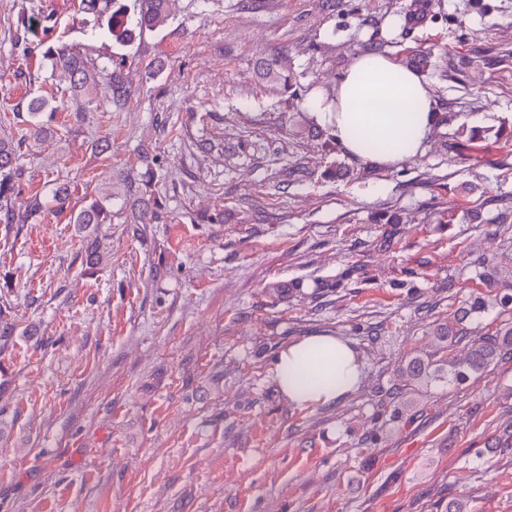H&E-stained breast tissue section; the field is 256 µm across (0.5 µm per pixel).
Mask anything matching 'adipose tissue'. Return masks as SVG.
Listing matches in <instances>:
<instances>
[{"mask_svg":"<svg viewBox=\"0 0 512 512\" xmlns=\"http://www.w3.org/2000/svg\"><path fill=\"white\" fill-rule=\"evenodd\" d=\"M308 107L348 157L385 169L420 154L440 120L419 75L382 52L355 56L332 98L313 97ZM370 141L378 142V150H366ZM273 375L288 402L305 409L350 396L364 379V367L351 342L318 333L282 348Z\"/></svg>","mask_w":512,"mask_h":512,"instance_id":"1","label":"adipose tissue"}]
</instances>
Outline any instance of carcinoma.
<instances>
[{
    "label": "carcinoma",
    "instance_id": "carcinoma-1",
    "mask_svg": "<svg viewBox=\"0 0 512 512\" xmlns=\"http://www.w3.org/2000/svg\"><path fill=\"white\" fill-rule=\"evenodd\" d=\"M138 18L136 27L129 28L123 16L126 5L121 0H112V21L108 23V32L117 44L126 46L135 38V33L153 30L165 25L168 18V0H136ZM44 57L52 66L59 80L69 84V88L79 98L92 101L102 93L113 101H121L130 96V90L121 79L123 58L112 57L101 71L107 72L102 82H97L95 66L87 56L72 46L58 42L49 45L43 51ZM49 109L48 102L33 99L27 106L31 135L39 140L43 129L41 114ZM25 177L24 165L20 161L19 145L12 139L0 136V210H6V223L12 224L15 217L21 221L42 213L47 202L41 198L32 202L26 213L19 216L8 207V201L20 188ZM109 198H93L78 213V224L112 223V207L107 204ZM512 355V325L499 328L490 336H480L470 341L468 355L463 360L450 359L444 363L424 361L419 358L410 360L406 372L413 380L428 379L440 381H464L472 374L482 373L500 359Z\"/></svg>",
    "mask_w": 512,
    "mask_h": 512
}]
</instances>
